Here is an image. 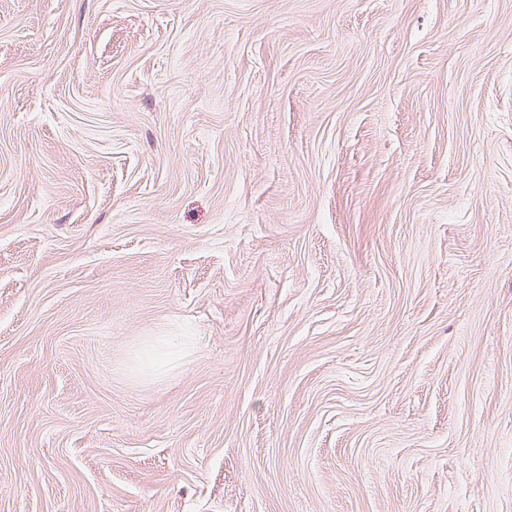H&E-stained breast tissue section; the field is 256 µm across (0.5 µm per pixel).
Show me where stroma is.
I'll return each instance as SVG.
<instances>
[{"instance_id": "stroma-1", "label": "stroma", "mask_w": 512, "mask_h": 512, "mask_svg": "<svg viewBox=\"0 0 512 512\" xmlns=\"http://www.w3.org/2000/svg\"><path fill=\"white\" fill-rule=\"evenodd\" d=\"M0 512H512V0H0Z\"/></svg>"}]
</instances>
